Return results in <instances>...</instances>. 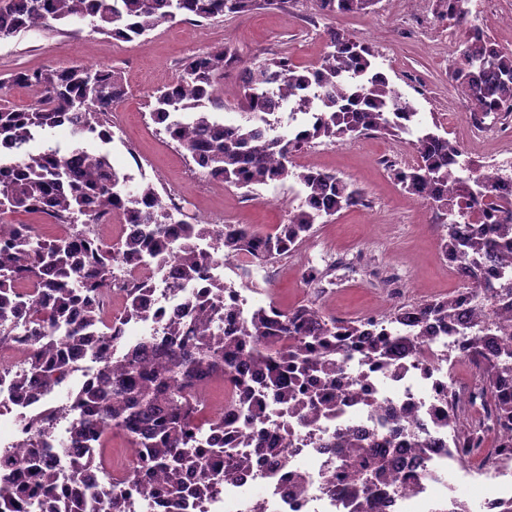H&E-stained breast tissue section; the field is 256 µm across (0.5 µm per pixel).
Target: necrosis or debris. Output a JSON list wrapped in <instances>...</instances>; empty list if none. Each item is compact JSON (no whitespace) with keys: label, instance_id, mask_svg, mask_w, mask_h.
<instances>
[{"label":"necrosis or debris","instance_id":"1","mask_svg":"<svg viewBox=\"0 0 512 512\" xmlns=\"http://www.w3.org/2000/svg\"><path fill=\"white\" fill-rule=\"evenodd\" d=\"M148 281L152 290L145 297L144 320L121 324L124 339L138 342L142 338L159 339L163 324L182 316L195 285L173 289L174 266L170 261L145 266L120 263L111 287L99 290L96 298L105 312H112L131 282ZM466 335L455 332L427 331L417 355L402 362L400 369H375L360 357H351L344 370L346 396L336 414L322 417L315 425L301 424L296 418L270 415V424L286 428L291 462L305 480L307 491L299 495L288 489L277 469L261 464L236 483L224 486L211 497L194 500L188 512H241L256 491H264L266 512H349L345 503L326 491V482L338 464L336 455L322 448L323 438L337 431L369 434L385 441L388 409L404 411V432L400 442L424 440L431 448L426 455H407L404 468L418 475L415 483L387 487L383 512H434L440 505H453L457 499L455 483L468 476L478 492L482 512H499V504L512 496V467L503 464L499 449L489 447L491 435L498 433L489 403L475 387L461 385L455 366L465 360ZM28 366L25 342L0 345V459L16 458L30 444L32 425L50 409L45 401H19L11 390L10 373ZM459 404L469 427L481 445L472 456L482 458L483 465L468 470L462 462L457 435L441 423L438 413L443 401ZM73 423L72 415L57 417L47 425L43 439L55 450L56 472L63 484L83 481L108 490L124 476L142 473L140 458L126 464L77 470L72 466V451L66 439Z\"/></svg>","mask_w":512,"mask_h":512}]
</instances>
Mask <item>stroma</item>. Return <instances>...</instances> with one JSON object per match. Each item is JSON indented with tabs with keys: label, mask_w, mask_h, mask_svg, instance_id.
Returning a JSON list of instances; mask_svg holds the SVG:
<instances>
[{
	"label": "stroma",
	"mask_w": 512,
	"mask_h": 512,
	"mask_svg": "<svg viewBox=\"0 0 512 512\" xmlns=\"http://www.w3.org/2000/svg\"><path fill=\"white\" fill-rule=\"evenodd\" d=\"M468 7L473 23L500 47L512 50V27L500 19L501 13H512V0H469ZM404 9L410 17L406 23L394 15L393 0H377L367 14L328 16L320 11L318 0H288L282 10L258 8L200 25L178 18L133 41L114 39L87 26L35 28L0 41V104L24 109L34 101L30 89L7 83V76L16 70L71 64L118 68L128 94L112 111L116 131L108 149L113 163L123 169L141 168L159 192L188 194L194 210L223 216L228 224L268 230L301 203L297 186L289 180L251 189L213 186L186 151L151 120V92L180 76L187 58L215 45L231 46L255 63L282 56L299 66L318 63L326 51V32L334 29L366 42L391 85L465 154L477 158L491 151L500 137L512 135V116L492 128L480 127L450 78L452 61L466 37L464 28L448 19L439 0H408ZM452 101L459 112L450 123L444 114ZM384 142L379 135L314 141L309 147L313 166L355 183L364 194L363 205L322 220L298 256L277 260L270 271L257 270L249 276L234 261L225 262V281L238 285L254 278L260 284L261 303L293 307L308 300L306 277L324 268L328 248L348 253L372 242L379 262L399 264L401 292L382 299L375 283L355 268L341 266L326 302L327 314L384 315L394 305L444 296L458 288V281L450 279L443 267L442 214L389 178L377 161ZM268 198L275 199V206H265Z\"/></svg>",
	"instance_id": "1"
}]
</instances>
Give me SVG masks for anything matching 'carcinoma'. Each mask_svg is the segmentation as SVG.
I'll use <instances>...</instances> for the list:
<instances>
[{"mask_svg": "<svg viewBox=\"0 0 512 512\" xmlns=\"http://www.w3.org/2000/svg\"><path fill=\"white\" fill-rule=\"evenodd\" d=\"M326 14H365L375 0H319ZM469 0H440L448 18L468 28L451 70L457 87L481 119H502L512 113V51L500 49L469 22ZM288 0H0V40L52 23L91 24L102 34L139 39L178 16L196 21L255 8L284 7ZM330 50L320 63L299 69L288 58H273L258 66L229 46L213 47L184 61L178 79L156 88L151 97L153 120L164 126L195 164L210 177L241 188L293 179L303 204L288 211L284 223L268 232L251 224L224 230L191 216L177 220L171 234L170 215L157 211L158 191L150 182L127 188L128 176L101 150L81 145L74 159L51 158L33 144L49 129L70 123L73 133L89 142L109 144L107 116L126 95L121 74L110 66L72 64L39 71H16L9 82L40 89L42 100L27 109H0V226H14L12 237L0 242V341L21 328L33 338L30 352L35 374H14L13 394L22 399H49L86 357L112 343L115 333L104 320L93 291L112 282L119 262L157 261L174 256L181 283L194 282L216 255L199 247L208 239L224 238V260L258 253L271 263L306 241L314 226L344 209L363 203L362 191L332 172L294 164V156L319 138L380 134L401 138L412 132L417 112L390 85L378 68L371 48L348 35L328 33ZM239 75L237 97L243 119L228 123L210 112L218 86L227 72ZM309 116L286 135L268 136L275 104L271 88ZM416 164L391 168L393 181L408 194L451 215L443 225V253L467 263L468 291L445 298L395 305L382 321L360 317L341 320L327 316L316 304L282 310L258 306L240 316L220 302L226 286L212 283L187 304L197 316L193 336L184 334L179 319L165 327V339L142 341L105 358L94 381L74 393L68 403L81 411L68 436L69 447L83 454L77 469L95 465L105 435L126 432L142 457L143 477H160L155 498L167 512H184L186 503L218 492L272 456L288 463V445L263 427L268 410L296 417L306 424L336 412V374L358 350L385 367L397 368L421 347V329L435 323L446 329L462 320V303L487 297L501 307L481 313L471 326L467 357L474 367L480 393L502 424L512 422V395L500 392L503 376L512 373V269L494 272L499 256L512 258V198L492 194L498 170L472 168L460 147L431 130L418 131L412 143ZM487 197L488 220L473 223L470 203ZM48 208L56 224L81 220L94 224L100 207L121 212L129 230L110 250L89 257L90 240L81 233L66 239L37 237L28 224H13L18 212ZM25 272L42 291L34 301L18 290L14 275ZM147 287L125 288L124 317H140ZM233 380V422L209 415L205 394L197 390L214 378ZM440 421L473 442L453 407ZM252 430L248 448H236L225 428ZM337 450L339 466L327 481V491L351 506V512H379L387 480L413 478L400 472L401 453L392 441L364 449L358 436L338 433L325 444ZM0 480L13 485V497L0 490V512H25L24 504L40 499L42 512H124L127 491L117 482L112 496L102 498L94 485H75L58 504L53 449L33 448L17 470Z\"/></svg>", "mask_w": 512, "mask_h": 512, "instance_id": "cac0c4a2", "label": "carcinoma"}]
</instances>
